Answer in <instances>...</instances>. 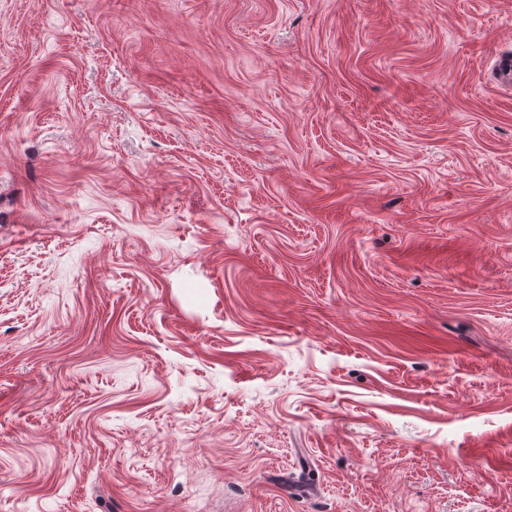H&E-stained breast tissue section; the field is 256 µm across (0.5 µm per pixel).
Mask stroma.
I'll return each mask as SVG.
<instances>
[{
    "label": "stroma",
    "instance_id": "obj_1",
    "mask_svg": "<svg viewBox=\"0 0 512 512\" xmlns=\"http://www.w3.org/2000/svg\"><path fill=\"white\" fill-rule=\"evenodd\" d=\"M512 0H0V512H512Z\"/></svg>",
    "mask_w": 512,
    "mask_h": 512
}]
</instances>
